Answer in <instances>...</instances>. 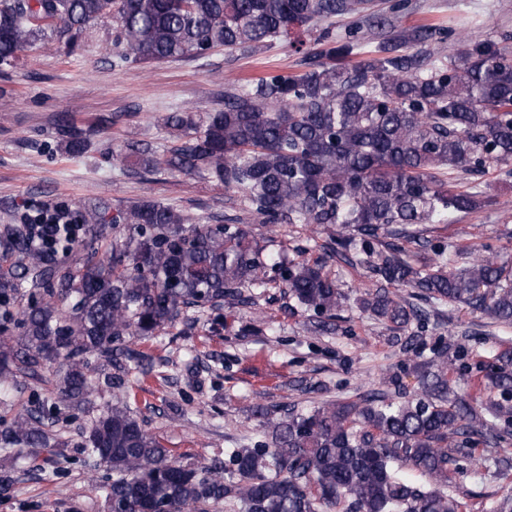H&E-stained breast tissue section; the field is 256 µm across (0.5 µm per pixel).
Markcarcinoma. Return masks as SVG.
<instances>
[{
	"mask_svg": "<svg viewBox=\"0 0 512 512\" xmlns=\"http://www.w3.org/2000/svg\"><path fill=\"white\" fill-rule=\"evenodd\" d=\"M354 19L338 34L327 22ZM122 46L112 66L200 61L217 48L257 51L276 43L300 55L296 72H266L224 91V107L177 109L159 149L129 143L134 173L207 176L257 224H304L327 235L329 256L352 253L379 283L360 305L404 329L421 314L386 291L410 286L439 303L465 304L512 323V276L476 257L455 266L448 245L420 265L398 244L423 226L485 205L477 180L512 163V46L462 39L435 52L430 26L401 28L371 13V0H0V65L38 43L77 46L100 20ZM388 32L374 46L362 23ZM68 126L62 149L85 153L109 128ZM82 241L60 229L54 248H29L28 226L0 231V387L53 373L55 401L0 430V450L34 456L62 448L61 408L92 414L82 445L112 482L98 486L107 512H463L451 488L457 455L474 456L475 409L456 395L448 360H432L412 398L337 400L279 414L256 406L265 440L234 448L220 464L169 457L128 405L94 411V355L123 373L147 374L126 344L169 331L191 310L247 303L275 281L325 324L344 296L320 258L273 260L238 217L195 224L155 202L119 209L88 204ZM122 228L112 235L106 226ZM501 399L485 410L512 420V353L489 366Z\"/></svg>",
	"mask_w": 512,
	"mask_h": 512,
	"instance_id": "cac0c4a2",
	"label": "carcinoma"
}]
</instances>
